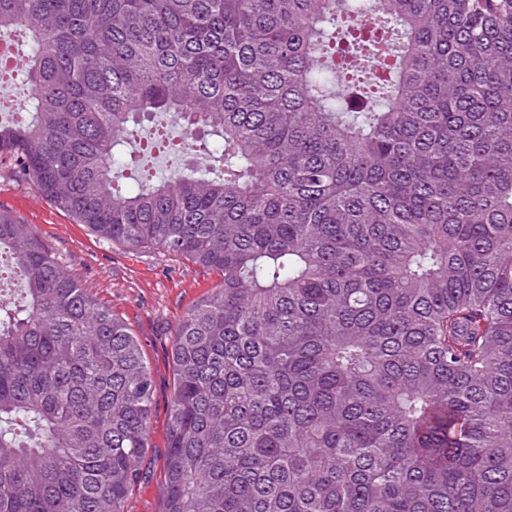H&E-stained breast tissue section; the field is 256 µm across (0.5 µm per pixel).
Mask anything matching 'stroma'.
<instances>
[{
  "instance_id": "35a3bbf8",
  "label": "stroma",
  "mask_w": 512,
  "mask_h": 512,
  "mask_svg": "<svg viewBox=\"0 0 512 512\" xmlns=\"http://www.w3.org/2000/svg\"><path fill=\"white\" fill-rule=\"evenodd\" d=\"M0 214L31 225L80 287L109 308L137 340L151 374L153 397L140 478L125 512H160L167 428L172 405L173 333L187 310L221 276L163 249H132L98 238L74 223L0 158Z\"/></svg>"
}]
</instances>
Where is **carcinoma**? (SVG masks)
<instances>
[{"instance_id":"cac0c4a2","label":"carcinoma","mask_w":512,"mask_h":512,"mask_svg":"<svg viewBox=\"0 0 512 512\" xmlns=\"http://www.w3.org/2000/svg\"><path fill=\"white\" fill-rule=\"evenodd\" d=\"M0 156L221 275L173 334L160 512H512V0H0ZM154 147L210 163L159 180ZM0 512H125L152 380L0 216Z\"/></svg>"}]
</instances>
